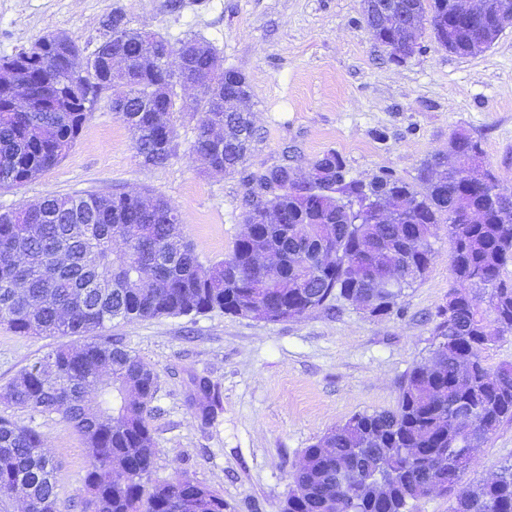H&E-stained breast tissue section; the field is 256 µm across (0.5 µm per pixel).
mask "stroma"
Masks as SVG:
<instances>
[{"instance_id": "1", "label": "stroma", "mask_w": 512, "mask_h": 512, "mask_svg": "<svg viewBox=\"0 0 512 512\" xmlns=\"http://www.w3.org/2000/svg\"><path fill=\"white\" fill-rule=\"evenodd\" d=\"M121 13L129 27L170 43L196 37L251 84L256 132L238 173H205L191 152L199 91L179 92L176 151L163 168L143 166L133 134L96 101L74 148L55 167L0 190V212L49 195L115 189L149 193L178 207L184 233L202 261H217L244 229L255 175L288 164L308 175L324 153L342 156L347 176L387 173L413 181L422 161L447 150L457 132L478 140L483 165L512 187V26L486 51L448 52L431 33L405 63L392 62L368 35L361 0H0V58L50 32L93 47L102 21ZM451 244L440 227L435 258L397 309L370 317L350 304L265 322L219 311L127 323L106 336L155 373L150 425L157 453L145 486L190 478L224 498L225 512H278L302 451L353 414L395 407L400 383L427 357L440 311L455 282ZM70 336H19L0 324V389ZM219 391L213 418L193 378ZM41 432L52 452L57 512H79L86 498L87 449L61 415H40L0 401V418ZM512 463V421L491 434L463 477L476 484Z\"/></svg>"}]
</instances>
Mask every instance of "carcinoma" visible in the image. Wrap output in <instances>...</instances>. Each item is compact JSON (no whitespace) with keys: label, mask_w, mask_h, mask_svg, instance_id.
<instances>
[{"label":"carcinoma","mask_w":512,"mask_h":512,"mask_svg":"<svg viewBox=\"0 0 512 512\" xmlns=\"http://www.w3.org/2000/svg\"><path fill=\"white\" fill-rule=\"evenodd\" d=\"M391 0L381 36L397 61L412 57L430 27L451 53L475 56L499 37L500 16L512 0ZM115 12L101 25L90 53L68 35L40 38L30 54L12 56L13 79L27 86L37 111L0 112V190L20 186L59 163L74 147L98 96L126 100L118 117L134 135L147 167L166 166L175 154V96L159 102L151 86L210 74L196 111L193 152L211 154L226 174L244 167L254 136L249 112L226 99L224 61L195 37L180 42L182 58L149 70L141 52L171 43L125 27L113 39ZM121 49L128 66L112 82L100 62ZM457 157L426 158L414 180L376 175L346 180L334 151L313 164L303 184L288 165L255 178L262 195L250 200L241 236L224 259L203 263L185 240L178 209L123 192L49 196L0 213V321L18 335L80 336L23 369L0 392L8 405L60 414L87 448L81 512H224V498L187 478L154 484L144 476L156 448L149 419L157 377L134 353L101 335L114 320L137 322L214 310L246 316L257 303L286 318L334 303L353 306L380 295L378 316L391 314L405 290L427 273L438 225H448L450 271L457 289L434 329L429 357L403 379L396 407L352 415L304 449L279 512H408L409 501L432 492L452 496L451 512H512V464L495 477L463 486L461 479L487 446L490 431L512 419V363L492 367L484 351L512 334V286L502 271L512 264V189L490 174L473 181L481 144L464 133L448 142ZM370 199L365 209L355 201ZM273 212L277 224L264 223ZM257 249L277 256L258 267ZM400 273L386 288L375 282ZM56 512L54 465L38 431L0 419V512Z\"/></svg>","instance_id":"1"}]
</instances>
